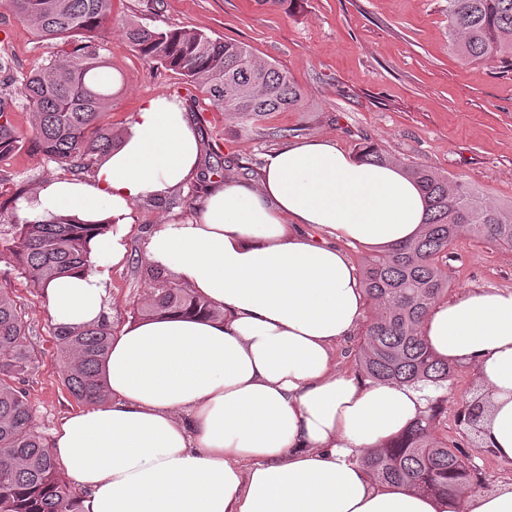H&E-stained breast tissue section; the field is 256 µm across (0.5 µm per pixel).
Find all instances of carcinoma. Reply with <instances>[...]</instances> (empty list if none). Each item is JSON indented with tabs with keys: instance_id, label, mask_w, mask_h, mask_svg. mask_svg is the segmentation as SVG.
<instances>
[{
	"instance_id": "carcinoma-1",
	"label": "carcinoma",
	"mask_w": 512,
	"mask_h": 512,
	"mask_svg": "<svg viewBox=\"0 0 512 512\" xmlns=\"http://www.w3.org/2000/svg\"><path fill=\"white\" fill-rule=\"evenodd\" d=\"M448 36L465 62L495 61L512 71V0H447ZM8 7L42 42L66 44L42 68L22 77L0 60V161L30 143L32 152L79 175L93 160L112 151L116 135L103 122L112 93L100 54L112 30V0H8ZM124 35L141 57L186 76L232 119L251 120L295 106L301 92L288 70L258 60L247 45L212 38L188 28L152 29L135 21ZM23 106L32 115L31 138L13 123ZM366 161L386 164L390 157L374 144L361 150ZM406 173L426 201L422 232L380 255L364 260L362 284L373 309L356 362L374 382L431 386L447 391L455 368L428 349L419 326L433 304L451 288L449 247L473 235L512 247V204H496L471 184L448 178L423 165ZM9 252L30 286L47 282L87 262V244L107 230L103 224L24 220L13 222ZM160 284L140 314L154 317L172 311L217 317L189 291L159 272ZM111 326L54 330L69 393L85 404L105 396L102 364L109 350ZM38 357L29 345V327L9 295L0 292V512H78L73 491L43 439L35 430L32 407L17 383L32 373ZM445 395L429 400L424 414L387 446L369 454L364 465L384 483L405 485L422 493H455L485 484L471 455L438 433L445 418ZM486 398L476 391L457 413L461 430L474 433L478 446Z\"/></svg>"
}]
</instances>
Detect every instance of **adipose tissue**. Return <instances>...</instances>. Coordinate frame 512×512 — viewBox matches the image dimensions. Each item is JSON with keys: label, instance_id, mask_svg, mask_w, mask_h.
<instances>
[{"label": "adipose tissue", "instance_id": "ef3b65f1", "mask_svg": "<svg viewBox=\"0 0 512 512\" xmlns=\"http://www.w3.org/2000/svg\"><path fill=\"white\" fill-rule=\"evenodd\" d=\"M201 153L184 107L151 97L90 175L34 187L28 220L108 227L86 268L47 283L55 327L105 319L134 206L191 183ZM424 217L401 167L325 138L281 145L258 182L214 183L198 216L145 230V261L222 314L169 313L113 334L104 399L64 416L48 442L79 512H512V483L434 495L381 483L359 462L435 391L337 371L336 346L359 331L366 296L335 243L399 244ZM420 332L435 356L473 373L488 403L481 449L512 460V289L440 301Z\"/></svg>", "mask_w": 512, "mask_h": 512}]
</instances>
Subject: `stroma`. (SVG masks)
<instances>
[{"mask_svg": "<svg viewBox=\"0 0 512 512\" xmlns=\"http://www.w3.org/2000/svg\"><path fill=\"white\" fill-rule=\"evenodd\" d=\"M112 18L100 53L123 78L106 117L113 132L124 129L142 99L174 97L194 107L200 139L227 177L258 181L264 155L287 141L329 138L354 155L372 141L400 165L422 164L478 187L493 202H512V74L494 62L457 57L448 38L447 0H300L291 11L255 0H112ZM131 20L160 29L193 27L245 43L257 57L288 69L302 97L294 107L237 124L186 77L136 53L123 33ZM48 56L0 0V58L22 76ZM60 171L26 148L0 161V173L28 191ZM207 186L200 178L161 203L135 206L128 258L111 272L107 319L113 329L138 321L155 286L141 255V231L170 213L195 214ZM11 237L10 225L0 223V290L21 306L40 359L20 387L46 438L78 403L62 382L42 294L19 275L8 250ZM448 274L455 295L469 288L512 289V247L463 236L450 248ZM476 387L468 370L457 369L441 428L468 453L474 447L455 415Z\"/></svg>", "mask_w": 512, "mask_h": 512, "instance_id": "1", "label": "stroma"}]
</instances>
